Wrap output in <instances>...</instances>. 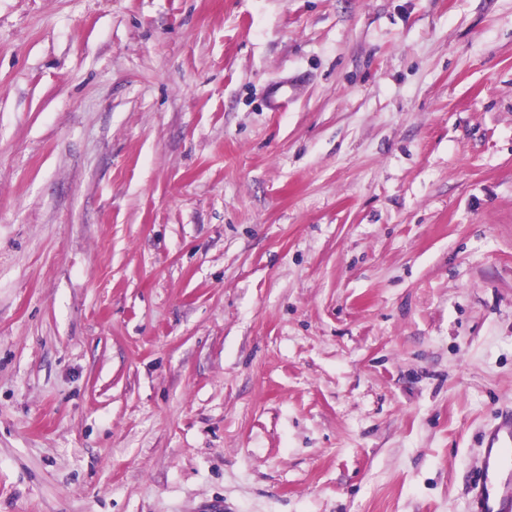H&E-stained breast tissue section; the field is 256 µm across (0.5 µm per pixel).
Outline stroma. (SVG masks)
Returning <instances> with one entry per match:
<instances>
[{"label":"stroma","instance_id":"stroma-1","mask_svg":"<svg viewBox=\"0 0 512 512\" xmlns=\"http://www.w3.org/2000/svg\"><path fill=\"white\" fill-rule=\"evenodd\" d=\"M505 409L512 0H0V512H469Z\"/></svg>","mask_w":512,"mask_h":512}]
</instances>
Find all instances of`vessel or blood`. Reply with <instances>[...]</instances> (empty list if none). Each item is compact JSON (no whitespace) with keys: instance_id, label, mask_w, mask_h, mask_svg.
Listing matches in <instances>:
<instances>
[{"instance_id":"b4317fda","label":"vessel or blood","mask_w":512,"mask_h":512,"mask_svg":"<svg viewBox=\"0 0 512 512\" xmlns=\"http://www.w3.org/2000/svg\"><path fill=\"white\" fill-rule=\"evenodd\" d=\"M481 444L473 512H512V415L485 431Z\"/></svg>"}]
</instances>
